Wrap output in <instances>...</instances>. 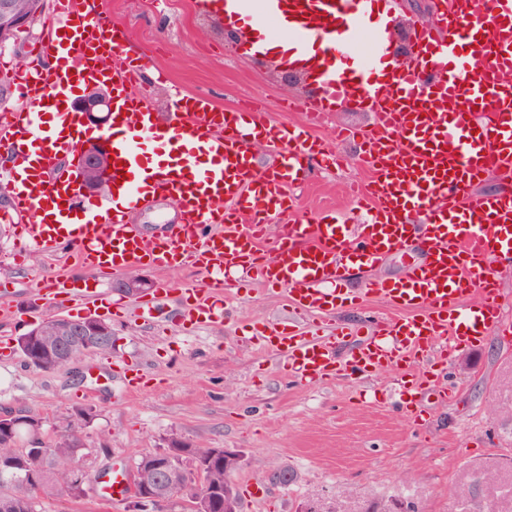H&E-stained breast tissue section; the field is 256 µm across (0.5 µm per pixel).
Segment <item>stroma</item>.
Masks as SVG:
<instances>
[{"mask_svg":"<svg viewBox=\"0 0 512 512\" xmlns=\"http://www.w3.org/2000/svg\"><path fill=\"white\" fill-rule=\"evenodd\" d=\"M114 21L125 27L133 67H158L186 90L208 93L220 107L253 102L277 125L303 121L281 110L282 99L302 98L300 86L272 73L263 58L236 55L198 0H106ZM338 150L347 161L332 172H313L294 188L307 218L328 207L347 210V190L365 175L356 143ZM11 224L0 221V287L13 293L19 322L0 318V415L25 411L38 424L42 442L54 443L75 410L88 412L81 436L82 465L97 477L113 464L133 465L143 454L178 436L195 448H234L242 464L233 479L243 512H299L304 504L322 512H512V273L503 280V315L477 346L448 360L447 400L432 391L414 403L416 421L395 402H365L362 394L396 386L399 365L360 382L344 378L305 384L290 380L279 357L246 343L252 324L292 316L287 292L253 281L227 293L223 326L189 335L177 325L175 303L165 306L163 326L135 317L110 322L111 354L89 353L51 372L29 367L17 339L52 311L30 291L32 280L61 273L77 285L101 289L135 306L118 288L123 274L91 271L39 254L16 259ZM419 245L391 254L375 270L358 271L349 290L365 279L401 280L422 261ZM147 374V388L128 392L115 364ZM100 376L91 380L89 367ZM286 469L290 484L269 480ZM37 512H132L130 500L109 503L86 493L37 499Z\"/></svg>","mask_w":512,"mask_h":512,"instance_id":"35a3bbf8","label":"stroma"}]
</instances>
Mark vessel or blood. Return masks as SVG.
<instances>
[{
    "mask_svg": "<svg viewBox=\"0 0 512 512\" xmlns=\"http://www.w3.org/2000/svg\"><path fill=\"white\" fill-rule=\"evenodd\" d=\"M291 50L317 48L319 93L288 106L320 115L346 107L374 113L369 128L340 126L336 138H360L371 177L357 191L352 222L327 211L316 221L296 218L288 190L302 181L306 162L337 163L331 149L302 125L276 128L259 109L216 111L210 95L169 90V108L155 112L148 95H133L139 74L117 61L124 40L106 15L88 16L83 0H55L37 55L55 66H31L16 74L23 105L0 122L10 164L0 169L10 186L8 211L17 251L73 256L91 269L123 273L142 266L200 268L177 297L179 325L188 332L224 321L221 278L257 273L288 290L296 315L308 328L268 322L254 328L256 344L284 361L297 381L364 378L382 368L419 366L437 356L440 365L459 348L483 339L500 318L501 272L512 269V194L472 198L474 180L495 173L512 178V0H445L437 21L420 24L410 61L376 74L386 61V27L396 0H266ZM368 35L364 53L355 48ZM112 84V123L99 137L112 145L114 207L81 195L75 169L61 167L84 134L66 102L85 80ZM266 146L271 162L257 171L254 152ZM170 200L178 224L163 236H144L133 213L154 198ZM292 217L280 236L273 220ZM419 242L422 262L387 285L367 282L392 306L416 310L412 319L372 318L356 325L367 339L337 360L343 329H326L319 318L336 304L357 305L360 296L337 291L353 268L379 266L392 252ZM45 303L71 311L106 302L90 288H40ZM480 302L463 305L464 297ZM168 298L159 288L140 298L137 317L154 318ZM97 495L119 501L128 493L126 468H113Z\"/></svg>",
    "mask_w": 512,
    "mask_h": 512,
    "instance_id": "vessel-or-blood-1",
    "label": "vessel or blood"
}]
</instances>
